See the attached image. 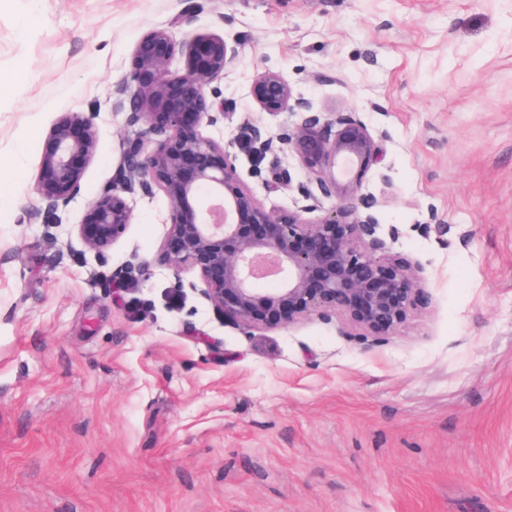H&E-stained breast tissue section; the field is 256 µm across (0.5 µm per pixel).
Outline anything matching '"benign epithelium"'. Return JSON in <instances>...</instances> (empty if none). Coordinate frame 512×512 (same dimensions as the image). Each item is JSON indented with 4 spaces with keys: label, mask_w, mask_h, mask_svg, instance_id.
<instances>
[{
    "label": "benign epithelium",
    "mask_w": 512,
    "mask_h": 512,
    "mask_svg": "<svg viewBox=\"0 0 512 512\" xmlns=\"http://www.w3.org/2000/svg\"><path fill=\"white\" fill-rule=\"evenodd\" d=\"M238 49L218 33L184 42L170 27L149 30L134 51L130 82L114 91L113 111L128 112V125L145 128L127 140L120 176L92 202L75 233L83 246L102 255L132 221L127 195L158 187L168 218L160 262L196 280L189 287L224 318L244 329L284 327L313 316L340 315L347 328L381 341L417 310L423 268L390 251L370 213L375 200L355 199L363 177L381 161L379 137L361 119L345 112H320L295 94L278 71L259 72L251 96L261 112L295 117L288 132L263 137L252 128L261 153L296 158L325 197L297 187L306 204L271 211L241 180L240 141L204 134L233 122L214 83L223 80ZM34 190L53 213L66 207L97 151L99 131L81 112H64L50 127ZM318 213L312 221L304 213Z\"/></svg>",
    "instance_id": "benign-epithelium-1"
}]
</instances>
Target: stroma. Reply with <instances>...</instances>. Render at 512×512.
Listing matches in <instances>:
<instances>
[{"mask_svg":"<svg viewBox=\"0 0 512 512\" xmlns=\"http://www.w3.org/2000/svg\"><path fill=\"white\" fill-rule=\"evenodd\" d=\"M27 5L0 8V72L24 75L0 95V512H512V0H36L29 27ZM166 24L239 50L209 135L287 130L250 98L265 69L381 133L358 195L427 294L395 335L226 321L160 264L157 189L106 255L77 239L133 132L113 89ZM64 112L100 139L49 226L33 184ZM237 166L269 209L296 200L282 169L308 179ZM133 254L147 275L114 289Z\"/></svg>","mask_w":512,"mask_h":512,"instance_id":"35a3bbf8","label":"stroma"}]
</instances>
